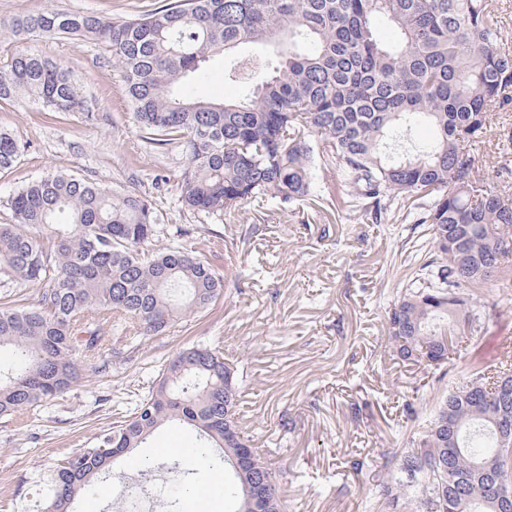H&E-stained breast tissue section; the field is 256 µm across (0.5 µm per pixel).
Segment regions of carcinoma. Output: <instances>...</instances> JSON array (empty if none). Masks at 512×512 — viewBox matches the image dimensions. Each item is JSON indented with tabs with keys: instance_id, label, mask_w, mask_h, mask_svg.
Masks as SVG:
<instances>
[{
	"instance_id": "cac0c4a2",
	"label": "carcinoma",
	"mask_w": 512,
	"mask_h": 512,
	"mask_svg": "<svg viewBox=\"0 0 512 512\" xmlns=\"http://www.w3.org/2000/svg\"><path fill=\"white\" fill-rule=\"evenodd\" d=\"M378 17L395 28L396 42L381 40ZM3 29L14 40L0 55V101L26 95L49 115H89L92 107L63 63L16 38H83L110 52L135 128L181 150V197L193 211L221 216L263 197L286 208L311 195L316 161L336 160L351 210L380 224L406 207L425 226L426 260L387 312L393 352L442 365L448 335L480 330L481 290L512 263V196L476 178L470 150L492 112L512 105V55L501 48L490 0H164L137 18L53 10ZM239 47L269 49L272 59L231 62L224 75L240 86L235 101L185 93L213 54ZM424 122L435 138L421 146L411 132ZM20 153L0 131V170ZM5 204L12 222L0 224V350L14 358L0 376V418L76 386L104 346L109 319L159 335L223 293L214 266L184 244L145 251L160 236L185 235L160 223L146 196L53 171ZM27 286L40 288L38 307L10 305ZM236 372L217 347L177 352L131 419L53 468L44 512H69L114 449L137 448L171 422L220 449L232 472L224 502L240 512L248 474L233 465L238 449H250L252 467L274 485L277 475L240 425ZM490 382L475 368L441 397L418 442L391 460L407 481L391 478L389 508L410 498L416 512H499L479 465L500 455L512 402L502 404ZM204 458L193 450L168 467L169 507Z\"/></svg>"
}]
</instances>
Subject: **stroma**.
<instances>
[{
  "mask_svg": "<svg viewBox=\"0 0 512 512\" xmlns=\"http://www.w3.org/2000/svg\"><path fill=\"white\" fill-rule=\"evenodd\" d=\"M158 0H0V19L54 9L93 10L115 18L148 13ZM28 48L61 59L92 117L44 114L21 96L0 102V130L24 146L0 171V222L10 220L9 193L50 170L150 198L165 224H180L227 276L224 296L209 311L180 316L158 336L128 341L122 357L90 368L64 397L17 418L0 419V512H43L51 466L92 447L152 391L180 349L220 346L238 368L239 420L279 476L288 512H379L390 460L408 447L438 397L473 365L512 363V298L489 290L481 329L455 337L450 364L402 362L389 347L386 311L407 285L406 244L423 229L395 215L374 224L344 204L336 162L316 171V190L282 208L253 201L223 218L183 207L180 152L145 139L133 125L119 70L109 52L81 39L52 36ZM228 61L207 62L189 85L192 98L224 102L240 88L224 77ZM472 151L491 188L512 187V110L495 113ZM256 234H247L250 226ZM238 243L226 250V241ZM361 415H354V408ZM195 433L166 425L141 447L113 461L109 474L76 498L71 512H128L141 493L148 512H167L156 486L167 475V449L187 448Z\"/></svg>",
  "mask_w": 512,
  "mask_h": 512,
  "instance_id": "stroma-1",
  "label": "stroma"
}]
</instances>
